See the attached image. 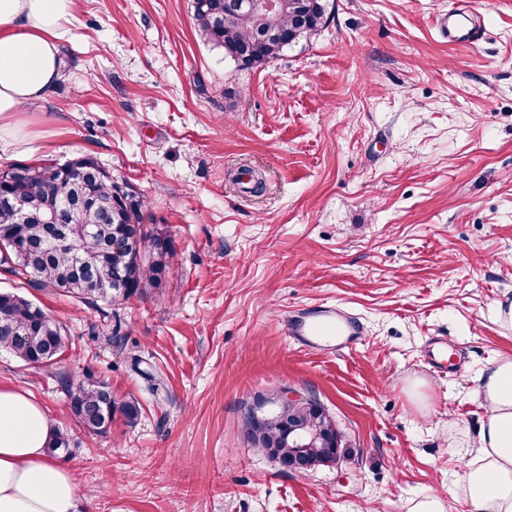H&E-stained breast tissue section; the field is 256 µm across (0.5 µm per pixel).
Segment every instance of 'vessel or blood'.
<instances>
[{"instance_id": "obj_1", "label": "vessel or blood", "mask_w": 512, "mask_h": 512, "mask_svg": "<svg viewBox=\"0 0 512 512\" xmlns=\"http://www.w3.org/2000/svg\"><path fill=\"white\" fill-rule=\"evenodd\" d=\"M437 30L454 43L474 45L484 30L479 23L457 14L439 17ZM288 335L297 344L321 353H350L362 343L361 318L337 304L298 308L287 318Z\"/></svg>"}]
</instances>
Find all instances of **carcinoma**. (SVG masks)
I'll use <instances>...</instances> for the list:
<instances>
[{"label":"carcinoma","mask_w":512,"mask_h":512,"mask_svg":"<svg viewBox=\"0 0 512 512\" xmlns=\"http://www.w3.org/2000/svg\"><path fill=\"white\" fill-rule=\"evenodd\" d=\"M250 0H193L194 22L208 43L242 67L277 58L301 39L318 34L327 21L328 0H280L274 12H260ZM144 201L114 181L90 158L19 165L0 173V263L6 270L31 272L38 287L60 290L95 305L115 304L148 286L157 285L173 260L169 238L149 229L130 237L133 224L143 225ZM63 211L73 216L61 225L60 240L48 242L46 225L36 220ZM22 334L17 341L0 332V348L29 365L52 363L67 348L64 327L40 306L12 293H0V322ZM70 409L89 434L102 435L112 422L137 423L141 404L118 399L103 381L80 379L68 391ZM269 403V422L254 425L246 414L249 441L274 459L294 458L281 424L304 428L307 447L301 460L307 471L325 465L332 454L347 456L336 446V423L315 398L285 409Z\"/></svg>","instance_id":"carcinoma-1"}]
</instances>
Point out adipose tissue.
I'll use <instances>...</instances> for the list:
<instances>
[{
  "label": "adipose tissue",
  "instance_id": "ef3b65f1",
  "mask_svg": "<svg viewBox=\"0 0 512 512\" xmlns=\"http://www.w3.org/2000/svg\"><path fill=\"white\" fill-rule=\"evenodd\" d=\"M76 0H0V130L51 94ZM483 415L459 485L472 512H512V358L479 375ZM54 422L31 395L0 385V512H83L76 478L47 452Z\"/></svg>",
  "mask_w": 512,
  "mask_h": 512
}]
</instances>
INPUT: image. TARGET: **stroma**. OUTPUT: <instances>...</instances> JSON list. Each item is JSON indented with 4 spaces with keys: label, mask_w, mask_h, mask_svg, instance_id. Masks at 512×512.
<instances>
[{
    "label": "stroma",
    "mask_w": 512,
    "mask_h": 512,
    "mask_svg": "<svg viewBox=\"0 0 512 512\" xmlns=\"http://www.w3.org/2000/svg\"><path fill=\"white\" fill-rule=\"evenodd\" d=\"M467 4L478 45L441 38ZM322 32L259 68L206 44L191 0H77L65 71L17 113L0 169L92 157L142 198L176 255L159 286L97 310L0 270L70 333L49 367L0 349V384L68 432L87 512H410L457 488L478 445L476 380L512 357V0H330ZM261 173L256 194L241 171ZM366 328L326 355L291 310ZM448 341L440 377L425 344ZM136 398L134 426L79 428L64 383ZM317 398L350 453L306 474L253 448L257 396ZM287 325L295 343L326 354L353 352L365 336L361 317L338 303L295 309Z\"/></svg>",
    "instance_id": "stroma-1"
}]
</instances>
